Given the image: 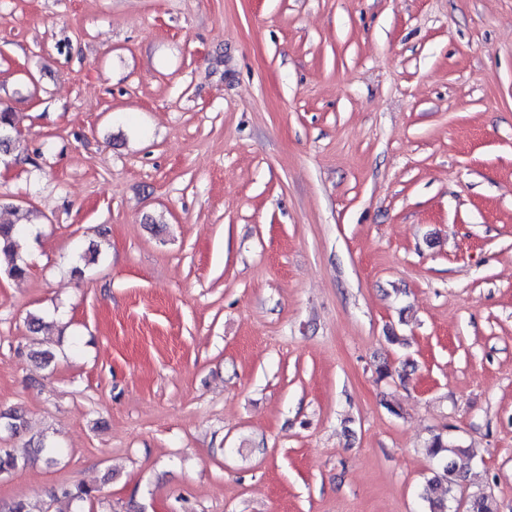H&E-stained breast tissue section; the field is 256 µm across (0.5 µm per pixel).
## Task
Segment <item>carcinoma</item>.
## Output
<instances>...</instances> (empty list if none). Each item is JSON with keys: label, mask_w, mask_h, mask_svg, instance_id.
Listing matches in <instances>:
<instances>
[{"label": "carcinoma", "mask_w": 512, "mask_h": 512, "mask_svg": "<svg viewBox=\"0 0 512 512\" xmlns=\"http://www.w3.org/2000/svg\"><path fill=\"white\" fill-rule=\"evenodd\" d=\"M19 130L16 113L10 108L0 110V155L7 154L18 141ZM15 222L0 224V268L10 276L21 278L26 274V267L20 252L19 238L26 224L38 218L34 208H15ZM0 420L4 427L17 433L26 429L24 416L18 412H3ZM425 453L433 462V476L426 481L422 499L427 512H448L451 502L456 497L460 476L457 472L456 458L470 455V449L462 448L441 433L431 437ZM28 459H19L7 450L0 449V476L8 475ZM55 501L66 504L67 512H84V507L97 497V488L87 485L60 486L50 492ZM468 512H492L491 497L485 493L469 495Z\"/></svg>", "instance_id": "obj_1"}]
</instances>
